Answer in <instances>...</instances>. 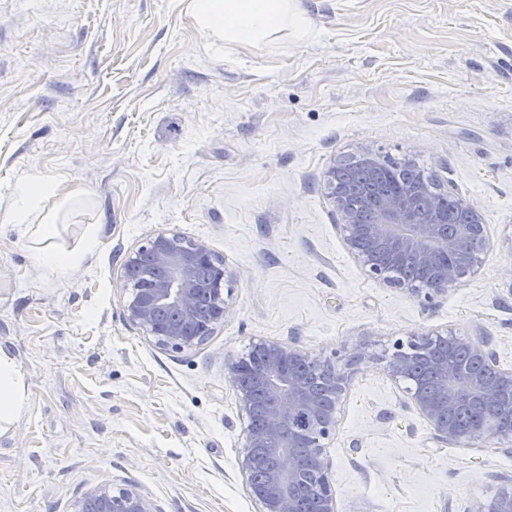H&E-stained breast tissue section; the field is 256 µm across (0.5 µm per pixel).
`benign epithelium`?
<instances>
[{
    "mask_svg": "<svg viewBox=\"0 0 512 512\" xmlns=\"http://www.w3.org/2000/svg\"><path fill=\"white\" fill-rule=\"evenodd\" d=\"M345 166L343 162L327 172V189L344 242L368 276L391 288L430 298L448 292L476 271L480 252L471 249L466 233L448 235L445 216L434 207L421 211L412 189L382 199L374 222L361 223L341 187ZM457 204L471 229L487 234L480 208L461 197ZM371 242L415 259L426 276L419 281L391 275L374 260ZM231 278L205 241L180 239L165 232L155 234L131 252L120 271L123 287L134 288L125 305L128 319L158 345L174 350L194 346L224 322L229 313L224 288ZM205 291L212 295L214 317L208 327L199 328L195 312ZM440 339L439 334L425 335L406 345L395 344L387 365L390 376L404 379L413 360H427L441 375L442 394L433 398L415 389L410 399L429 424L432 439L466 448L495 443L508 446L507 452L512 453V370L501 367L486 341L470 337L456 339L470 365L438 358L435 344ZM254 357L260 364L257 380L266 392L267 404L261 426L246 428L241 468L252 496L261 506L260 512H301L300 503L309 493L317 498L318 512H337L326 452L336 435L337 405L329 408L321 402L299 366L309 362L324 368L326 385L337 401L346 391L344 366L337 361H321L278 340L256 344ZM463 402L495 412L507 431L492 428L477 433L456 425L449 414ZM302 408L314 419L308 429L294 424ZM88 503L93 504L94 512H158L153 501L135 489L114 493L102 486L85 493L78 507ZM470 512H512V486L474 501Z\"/></svg>",
    "mask_w": 512,
    "mask_h": 512,
    "instance_id": "benign-epithelium-1",
    "label": "benign epithelium"
}]
</instances>
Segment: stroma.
<instances>
[{
    "label": "stroma",
    "mask_w": 512,
    "mask_h": 512,
    "mask_svg": "<svg viewBox=\"0 0 512 512\" xmlns=\"http://www.w3.org/2000/svg\"><path fill=\"white\" fill-rule=\"evenodd\" d=\"M300 6L306 36L216 51L187 0H0V346L26 384L0 512H74L102 485L259 512L227 364L262 340L354 362L327 449L338 512H468L512 484V454L436 443L386 370L396 341L437 332L512 368V0ZM366 151L480 207L474 275L428 300L365 273L326 173ZM26 179L33 223L81 257L65 277L9 219ZM159 232L233 274L224 323L181 351L125 311L120 269Z\"/></svg>",
    "instance_id": "stroma-1"
}]
</instances>
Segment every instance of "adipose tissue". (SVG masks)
Returning a JSON list of instances; mask_svg holds the SVG:
<instances>
[{
  "label": "adipose tissue",
  "instance_id": "adipose-tissue-1",
  "mask_svg": "<svg viewBox=\"0 0 512 512\" xmlns=\"http://www.w3.org/2000/svg\"><path fill=\"white\" fill-rule=\"evenodd\" d=\"M189 9L199 28L212 41L257 46L285 34L301 36L308 31V17L297 0H190ZM40 193L31 181L22 184L14 219L24 223L26 232L40 238L44 227L29 223ZM41 267L64 274L79 257L42 242L36 253ZM25 399L23 374L14 357L0 347V425L10 424Z\"/></svg>",
  "mask_w": 512,
  "mask_h": 512
}]
</instances>
